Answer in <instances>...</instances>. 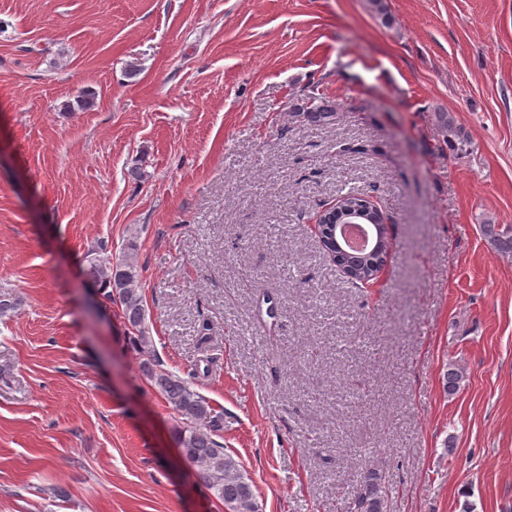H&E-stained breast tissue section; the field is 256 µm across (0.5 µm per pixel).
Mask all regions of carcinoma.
<instances>
[{
    "label": "carcinoma",
    "instance_id": "1",
    "mask_svg": "<svg viewBox=\"0 0 512 512\" xmlns=\"http://www.w3.org/2000/svg\"><path fill=\"white\" fill-rule=\"evenodd\" d=\"M299 115L318 125H328L336 115V104L330 98L310 91L303 98ZM345 214L336 211L322 225L320 238L330 258L333 250V226L344 223ZM483 232L504 255L512 256V224H485ZM88 281L111 303L120 305L130 337L142 357L140 368L144 376L166 400L178 419L176 439L181 454L194 473L205 483L210 495L222 506V512H259V506L247 477L238 462L224 452V446L214 439V432L223 425L208 399L194 389L197 373L183 378L162 368L152 350V339L146 321L144 297L140 286L137 262L130 252L116 257L100 246L86 255ZM464 379L460 368L450 364L444 373L448 394L456 393ZM386 477L376 469L368 470L357 485L355 512H386L388 500Z\"/></svg>",
    "mask_w": 512,
    "mask_h": 512
}]
</instances>
